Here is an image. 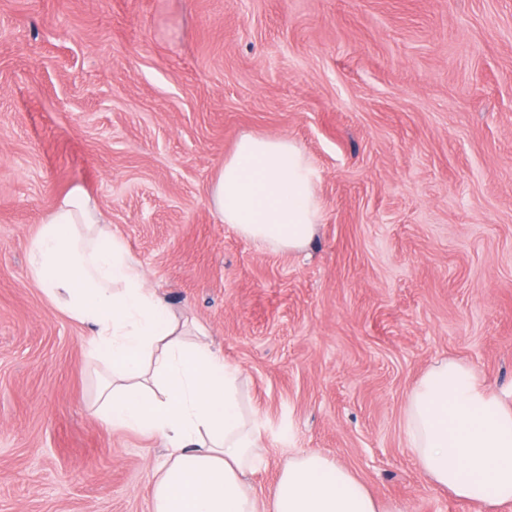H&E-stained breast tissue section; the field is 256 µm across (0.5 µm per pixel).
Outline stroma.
Wrapping results in <instances>:
<instances>
[{
	"label": "stroma",
	"instance_id": "35a3bbf8",
	"mask_svg": "<svg viewBox=\"0 0 512 512\" xmlns=\"http://www.w3.org/2000/svg\"><path fill=\"white\" fill-rule=\"evenodd\" d=\"M246 133L313 164L303 249L211 206ZM77 184L240 369L259 499L318 452L394 512H476L402 414L443 358L512 405V0H0V512H152L161 441L92 414L88 331L28 277Z\"/></svg>",
	"mask_w": 512,
	"mask_h": 512
}]
</instances>
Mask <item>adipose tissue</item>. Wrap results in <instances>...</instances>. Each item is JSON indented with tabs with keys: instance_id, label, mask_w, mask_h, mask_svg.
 <instances>
[{
	"instance_id": "obj_1",
	"label": "adipose tissue",
	"mask_w": 512,
	"mask_h": 512,
	"mask_svg": "<svg viewBox=\"0 0 512 512\" xmlns=\"http://www.w3.org/2000/svg\"><path fill=\"white\" fill-rule=\"evenodd\" d=\"M210 201L222 223L261 248L306 246L322 222L313 166L285 137L246 134L225 156ZM27 270L48 301L90 332L93 357L111 376L95 413L109 427L163 441L153 512H392L350 469L317 452L282 466L268 504L249 477L261 448L255 413L238 397L239 371L178 318L103 221L89 192L73 186L29 241ZM403 431L433 485L476 502L512 506V406L467 365L442 360L411 392Z\"/></svg>"
}]
</instances>
